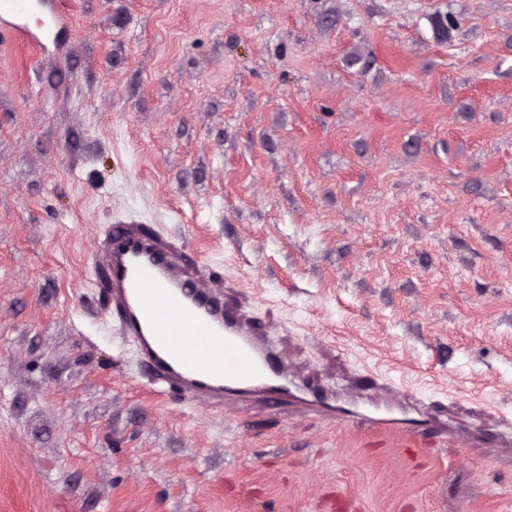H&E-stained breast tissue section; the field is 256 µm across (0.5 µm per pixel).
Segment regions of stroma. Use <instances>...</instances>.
Instances as JSON below:
<instances>
[{"instance_id":"obj_1","label":"stroma","mask_w":512,"mask_h":512,"mask_svg":"<svg viewBox=\"0 0 512 512\" xmlns=\"http://www.w3.org/2000/svg\"><path fill=\"white\" fill-rule=\"evenodd\" d=\"M0 42V512H512V459L156 395L98 233L185 238L313 382L512 420V0H77Z\"/></svg>"}]
</instances>
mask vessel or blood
Returning <instances> with one entry per match:
<instances>
[{
  "instance_id": "b4317fda",
  "label": "vessel or blood",
  "mask_w": 512,
  "mask_h": 512,
  "mask_svg": "<svg viewBox=\"0 0 512 512\" xmlns=\"http://www.w3.org/2000/svg\"><path fill=\"white\" fill-rule=\"evenodd\" d=\"M93 274L156 392H177L221 410L289 406L330 424H359L408 440L435 432L455 444L451 405L398 397L382 375L343 392L309 383L282 355L255 314L215 286V273L171 232L129 218L97 238ZM233 366H226V359Z\"/></svg>"
}]
</instances>
